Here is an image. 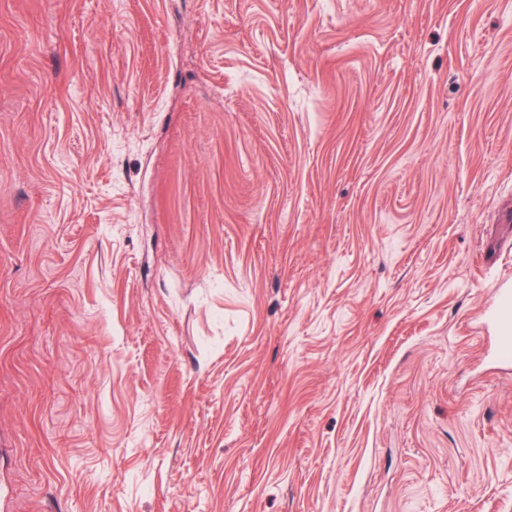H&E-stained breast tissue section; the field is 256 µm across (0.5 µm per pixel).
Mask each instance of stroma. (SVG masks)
I'll return each mask as SVG.
<instances>
[{"label": "stroma", "instance_id": "stroma-1", "mask_svg": "<svg viewBox=\"0 0 512 512\" xmlns=\"http://www.w3.org/2000/svg\"><path fill=\"white\" fill-rule=\"evenodd\" d=\"M512 0H0V512H512ZM492 298V307L485 318L494 334L490 357L497 363H510L512 362V289L499 286L493 290Z\"/></svg>", "mask_w": 512, "mask_h": 512}]
</instances>
